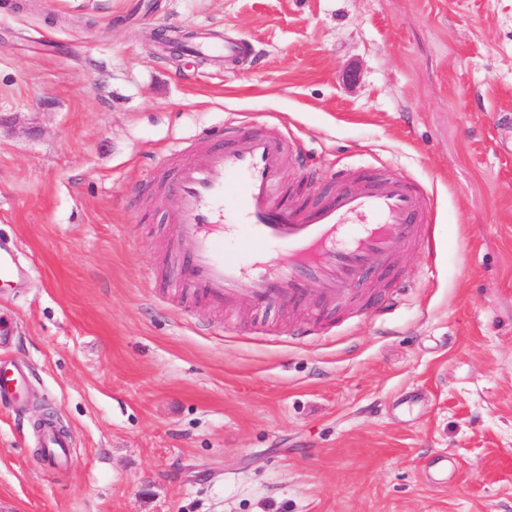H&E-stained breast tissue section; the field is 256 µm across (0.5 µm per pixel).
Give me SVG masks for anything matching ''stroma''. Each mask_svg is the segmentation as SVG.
<instances>
[{"label": "stroma", "mask_w": 512, "mask_h": 512, "mask_svg": "<svg viewBox=\"0 0 512 512\" xmlns=\"http://www.w3.org/2000/svg\"><path fill=\"white\" fill-rule=\"evenodd\" d=\"M510 118L512 0H0V512H512ZM227 125L291 137L289 203L414 179L433 252L384 305L184 303L169 162ZM190 51L200 56H223L224 59L234 60L241 55L242 48L236 42L201 41L191 46ZM42 462L44 465L56 468L65 463L68 458L69 442L66 433L53 427H47L41 434Z\"/></svg>", "instance_id": "1"}]
</instances>
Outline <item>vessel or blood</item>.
<instances>
[{
  "label": "vessel or blood",
  "instance_id": "vessel-or-blood-1",
  "mask_svg": "<svg viewBox=\"0 0 512 512\" xmlns=\"http://www.w3.org/2000/svg\"><path fill=\"white\" fill-rule=\"evenodd\" d=\"M191 51L233 60L242 48L202 41ZM286 167L285 135L251 126L233 127L223 147L203 137L176 157L174 287L220 311L243 303L263 313L313 292L343 308L364 276L388 275L409 247L432 249L429 199L406 176L347 171L324 200L291 207L279 200ZM41 446L48 467L68 458L60 430L45 428Z\"/></svg>",
  "mask_w": 512,
  "mask_h": 512
}]
</instances>
